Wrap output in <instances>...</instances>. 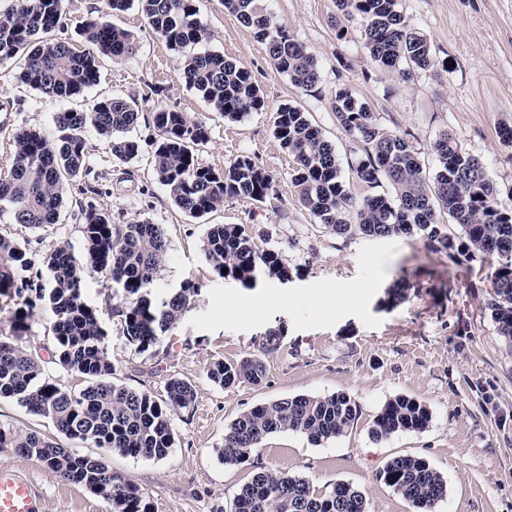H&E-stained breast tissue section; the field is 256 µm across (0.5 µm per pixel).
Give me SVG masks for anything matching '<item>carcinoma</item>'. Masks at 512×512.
Listing matches in <instances>:
<instances>
[{
	"mask_svg": "<svg viewBox=\"0 0 512 512\" xmlns=\"http://www.w3.org/2000/svg\"><path fill=\"white\" fill-rule=\"evenodd\" d=\"M197 0H100V16L81 30L87 48L76 50L65 38V0H12L0 10V62L24 55L18 80L48 98L71 99L95 86L99 60L119 62L136 48L134 34L107 20L133 7L153 33L181 57L182 78L201 95L213 112L239 120L265 109L266 102L251 74L216 51L192 52L208 33L198 19ZM224 6L267 45L276 70L304 91L320 81L317 62L308 47L276 25L265 0H224ZM337 8L361 23L364 46L379 67L409 78L416 69L435 65L427 37L406 19L398 0H336ZM337 123L363 147L356 178L373 186L382 180L393 195L359 197L346 185L335 145L297 106L277 109L274 134L293 157L292 186L299 202L318 223L345 238L417 237L431 250L448 257L494 254L512 257V209L503 208L479 158L466 152L457 137L444 131L433 143L436 170H423L412 143L384 129L374 113L347 87L335 93ZM151 123L155 174L172 202L188 216L200 219L224 207V201L248 198L263 203L272 180L249 155H240L220 172L201 164L195 148L210 140L206 122L176 108L149 114L134 98L96 99L81 110L55 115L59 131L48 140L40 131L20 127L12 135L10 171L0 178V203L12 206L14 221L30 229L59 223L67 186L87 170L85 133L94 131L111 143L112 156L128 161L139 152L127 136L140 120ZM84 237L79 263L67 248L33 252L0 235V398L17 401L29 413L52 420L58 432L110 454L162 460L174 444L171 413L190 408L196 387L171 378L165 395L112 381L115 367L105 348L106 331L93 308L81 297L84 273H103L133 300L115 310L123 332L146 352L159 343L162 330L174 328L198 287L185 282L157 308L144 290L159 276L168 254L163 225L148 220L114 224L92 203L77 215ZM458 226L448 233L447 225ZM206 260L218 275L246 287L255 282L254 269L288 276L278 253L258 252L242 224H212L203 240ZM51 275L50 287L41 283ZM498 335L512 344V267L497 275L487 302ZM51 316L54 342L51 362L86 379L78 392L44 376L45 360L32 351L27 338L43 312ZM209 380L221 387L241 381L258 385L265 378L261 357L237 363L222 360L205 367ZM357 404L340 392L324 397L296 395L261 404L233 420L219 450L228 466L246 463L251 451L269 435L299 432L313 444L342 436L354 423ZM431 412L420 401L398 395L386 402L373 421L371 436L381 440L397 432L424 430ZM0 448L35 458L65 481L81 485L112 505V512H152L140 489L112 468L103 457L79 455L36 431L0 426ZM380 479L425 512L447 495V483L425 458L399 455L390 459ZM345 499L349 508L338 510ZM231 512H368L358 487L338 482L319 492L298 475L277 470L255 473L234 496Z\"/></svg>",
	"mask_w": 512,
	"mask_h": 512,
	"instance_id": "carcinoma-1",
	"label": "carcinoma"
}]
</instances>
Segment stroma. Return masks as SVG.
Listing matches in <instances>:
<instances>
[{
	"label": "stroma",
	"mask_w": 512,
	"mask_h": 512,
	"mask_svg": "<svg viewBox=\"0 0 512 512\" xmlns=\"http://www.w3.org/2000/svg\"><path fill=\"white\" fill-rule=\"evenodd\" d=\"M266 6L277 25L307 45L321 79L311 91L297 88L276 71L264 43L224 0H197L209 33L204 49L247 70L264 95L266 109L238 121L210 111L186 86L178 54L134 8L113 21L135 34V51L117 63L102 59L100 81L85 96L44 97L17 82L20 60L0 63V107L12 115L11 127L0 129V178L10 169L13 129L34 128L51 139L56 113L118 96L136 98L146 112L174 107L205 121L211 137L198 151L203 164L221 171L247 154L272 180L265 202L229 199L223 210L191 218L156 179V132L141 124L131 132L139 153L128 162L113 157L108 140L88 132L89 165L81 180L69 185L60 223L33 230L14 223L10 209L0 210V235L40 251L64 246L78 259L84 238L70 214L80 203L93 202L116 224L163 225L168 257L149 289L152 298H168L187 281L198 287L179 324L142 353L115 314L125 292L104 274L85 275L82 298L107 332L115 382L158 397L172 378L197 390L193 406L172 415L175 442L165 459L111 454L107 461L139 487L153 512H230L240 487L268 469L302 476L319 491L351 483L365 493L369 512H414L378 478L398 455L424 457L446 478L448 493L433 512H512V346L499 336L486 308L502 258L453 260L416 238L348 239L330 233L300 204L290 184L293 159L274 135L278 106H299L335 143L353 192L392 194L387 182L371 188L353 172L363 152L333 112L335 92L345 86L385 129L412 142L427 172L436 169L435 139L444 131L454 133L463 149L484 163L501 205L512 209V145L497 134L500 125H512V0H399L400 11L427 36L436 60L408 80L370 60L359 21L341 18L335 0H266ZM102 175L108 181L101 194L83 195V183ZM212 224L245 225L258 250L279 254L287 279L264 274L250 289L219 276L202 251ZM398 279L411 288L396 304L388 301L387 289ZM291 295L298 303H288ZM272 330L280 334L279 346L266 354L262 344ZM253 354L265 363L261 385L223 388L205 374L208 362L235 363ZM340 391L355 400L357 417L339 438L316 445L296 432L277 433L242 465L219 459L225 429L254 406ZM398 395L427 405L429 426L373 440L374 418ZM0 425L39 432L81 455L98 453L64 439L50 419L29 414L11 399L0 398ZM0 470L31 477L43 512H111L102 497L12 449L0 448Z\"/></svg>",
	"instance_id": "1"
}]
</instances>
